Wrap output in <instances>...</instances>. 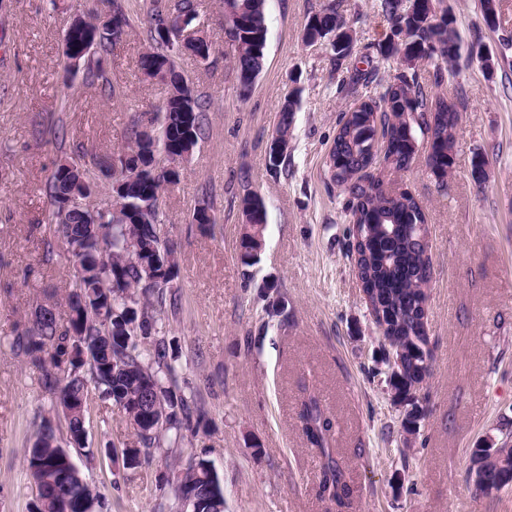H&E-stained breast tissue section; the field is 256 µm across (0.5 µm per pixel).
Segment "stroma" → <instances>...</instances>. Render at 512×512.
Segmentation results:
<instances>
[{
    "label": "stroma",
    "mask_w": 512,
    "mask_h": 512,
    "mask_svg": "<svg viewBox=\"0 0 512 512\" xmlns=\"http://www.w3.org/2000/svg\"><path fill=\"white\" fill-rule=\"evenodd\" d=\"M122 2L129 24L92 82L64 79L63 34L97 0H0V512H28L24 457L49 405L39 371L13 343L37 306L63 302L73 274L65 248L42 258L45 184L63 160L123 150L133 120L166 96L140 69L151 0ZM318 3L268 0L265 66L244 97L224 43V0H197L193 25L211 56L175 64L207 95L208 130L180 182L162 192L160 218L179 262L180 303L164 331L207 424L181 447L157 450L151 464L111 466L106 445H122L131 428L110 402L94 401L86 447L72 457L112 512H158L157 475L192 456L223 475L224 512H339L316 493L321 458L298 419L312 393L335 417L332 446L353 490L348 512H512V486L479 494L468 471L471 449L512 444V0H499L492 25L480 0L439 4L462 52L438 88L461 114L447 186L421 157L404 172L373 168L387 190L415 195L429 225L434 358L416 393L427 415L413 436L402 429L347 256V195L326 167L341 112L370 92L353 78L382 69L390 28L378 0H335L353 36L351 56L335 68L329 45L303 40ZM291 95L288 157L273 170L269 146ZM478 156L487 162L482 185L471 177ZM249 193L262 197L267 219L258 261L246 266L239 202ZM201 204L215 224L193 223Z\"/></svg>",
    "instance_id": "obj_1"
}]
</instances>
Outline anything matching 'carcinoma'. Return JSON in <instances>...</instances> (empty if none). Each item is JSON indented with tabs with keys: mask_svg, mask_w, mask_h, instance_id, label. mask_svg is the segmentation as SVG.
Segmentation results:
<instances>
[{
	"mask_svg": "<svg viewBox=\"0 0 512 512\" xmlns=\"http://www.w3.org/2000/svg\"><path fill=\"white\" fill-rule=\"evenodd\" d=\"M266 6L267 0H224L226 16L243 12L233 63L240 87L249 92L265 65ZM105 8L90 18V27L71 31L76 44L91 35L96 38L94 55H82L75 63L87 75L103 71V59L119 40L112 35V22L129 24L120 0H105ZM379 9L391 30L382 51L387 69L435 57L451 66L460 58L453 20L437 15L435 0H414L408 8L400 0H379ZM195 13L194 0H174L164 11L154 5L147 12L151 48L141 57L140 67L149 78L160 76L168 94L158 112L131 127L123 151L92 158L93 168L110 179L117 172L115 161L127 160L128 166L120 171L125 186L116 212L105 204L86 203L91 185L87 168L64 161L48 181L54 233L44 242L45 255H53L56 244H64L80 275L73 276L65 298L66 322H60L53 304L38 321L25 325L15 342L41 373L50 398L48 414L26 455V475L39 491L38 503L31 504L35 512L110 510L105 498L86 483L70 453L72 447H85L93 398L112 402L129 421L133 439L120 450L113 445L105 452L110 463L120 462L125 468L150 462L163 442L175 445L204 427L205 412L180 388L177 356L162 331L166 307L176 305V295L167 289L178 274V251L159 219V197L148 203L138 195L136 172L154 160L166 163L170 146L194 149L205 134L207 103L176 70L159 32L166 23L168 33L176 35L181 15L191 18ZM342 26L336 8L323 5L309 17L304 37L313 40ZM443 81L440 68L428 78L414 70L379 79L373 94L342 113L327 161L329 180L351 185L349 255L368 308L402 350L401 366L390 374L388 385L393 402L404 408L401 425L408 434L418 433L424 419L414 399L417 386L430 376L425 366L430 338L420 285L429 284L431 265L428 248L419 242L420 234L429 230L425 213L410 192L387 196L381 180L363 172L376 159L366 148L365 133L380 134L386 142L384 159L391 160L393 170L405 171L418 154V133L431 132L425 164L437 183L446 182L461 116L448 108V98L432 92ZM296 110V98H285L276 126L284 148L277 156L268 155L271 169L279 168L288 156ZM240 206L246 217L240 259L249 265L258 255L256 237L264 236L266 209L262 198L249 194ZM115 284L119 288H113ZM299 419L307 441L322 457L318 495L339 508L348 507L351 488L330 448L334 424L318 397L303 401ZM470 459L471 477L483 486L497 490L505 477H512L511 445L495 449L492 458L488 449L474 448ZM157 490L160 498L172 499L182 508L224 512L223 479L204 458L190 457L173 477L158 479Z\"/></svg>",
	"mask_w": 512,
	"mask_h": 512,
	"instance_id": "1",
	"label": "carcinoma"
}]
</instances>
